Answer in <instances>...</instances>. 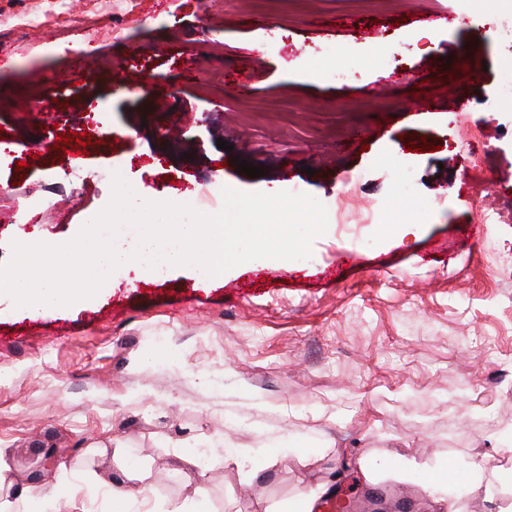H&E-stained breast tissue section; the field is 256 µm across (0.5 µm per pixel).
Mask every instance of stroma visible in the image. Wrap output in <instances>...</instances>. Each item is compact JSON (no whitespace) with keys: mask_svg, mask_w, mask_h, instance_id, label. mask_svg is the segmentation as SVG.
Segmentation results:
<instances>
[{"mask_svg":"<svg viewBox=\"0 0 512 512\" xmlns=\"http://www.w3.org/2000/svg\"><path fill=\"white\" fill-rule=\"evenodd\" d=\"M247 51L264 66L245 92L205 85ZM464 58L486 63L478 82L452 81ZM147 73L163 111L140 89ZM392 73L398 87L372 92ZM510 79L512 0H397L377 17L346 0H0V264L21 237L71 240L116 172L145 195L218 205L226 187L326 204L358 172L349 211L380 207L374 224L328 222L310 258L207 283L183 266L35 317L1 296L0 459L27 512H113L144 486L136 512L198 495L209 512H282L309 491L357 512H498L512 499ZM100 123L112 133L86 153L56 149ZM464 129L478 134L467 151ZM422 139L433 150H407ZM474 153L493 224L477 220ZM402 157L408 194L392 174ZM483 456L489 492L473 495L459 472Z\"/></svg>","mask_w":512,"mask_h":512,"instance_id":"1","label":"stroma"}]
</instances>
